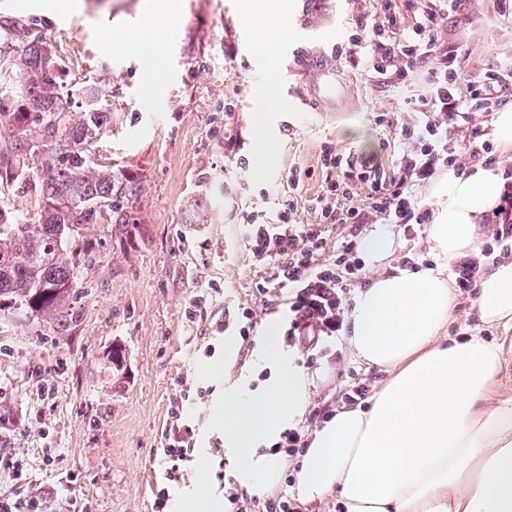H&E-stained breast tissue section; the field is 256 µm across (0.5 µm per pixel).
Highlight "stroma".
Here are the masks:
<instances>
[{"label": "stroma", "instance_id": "stroma-1", "mask_svg": "<svg viewBox=\"0 0 512 512\" xmlns=\"http://www.w3.org/2000/svg\"><path fill=\"white\" fill-rule=\"evenodd\" d=\"M178 3L163 18L145 0H80L74 12L41 14V34L64 62L61 82L102 74L99 91L112 105L103 152L128 167L142 192L134 224L106 237L65 321L0 319V500L19 512H155L159 493L177 488L163 450L181 378L193 390L184 414L198 447L210 451L203 474L231 483L232 466L215 446L223 435L209 428L225 378L197 373L205 361H223L224 338L186 310L215 288L217 307L261 310L262 271L251 262L243 214L272 217L291 199L300 222L314 223L309 201L321 189L322 145L351 157L381 152L390 133L375 116L407 112L425 90V69L403 80L375 79L365 50L351 44L360 28L381 23V0H287L276 21L288 34L272 59L241 21L243 0ZM157 26L166 31L164 73L149 99L146 60L106 47L101 32ZM439 49L454 58L463 82L512 65V0H474L469 11L448 17ZM308 50L333 58L348 81V107L323 112L297 96L301 75L291 62ZM271 67L277 79L270 85ZM265 91L278 103L268 115L276 158L260 175L252 126ZM292 166L308 173L294 191L286 180ZM377 228L394 240L389 266L407 256L439 264L428 225L411 236L392 224ZM472 332L501 348L495 395L512 398V328L485 324L472 300L459 299L444 334L458 341ZM115 346L125 353L118 373L107 359ZM303 367L313 376L315 407L339 408L349 384L375 391L388 378L339 338ZM45 381L52 396L41 391Z\"/></svg>", "mask_w": 512, "mask_h": 512}]
</instances>
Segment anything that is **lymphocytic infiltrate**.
I'll return each instance as SVG.
<instances>
[{
	"label": "lymphocytic infiltrate",
	"mask_w": 512,
	"mask_h": 512,
	"mask_svg": "<svg viewBox=\"0 0 512 512\" xmlns=\"http://www.w3.org/2000/svg\"><path fill=\"white\" fill-rule=\"evenodd\" d=\"M469 0H438L437 6L423 7L413 21H406L396 0H385L383 26L401 30L404 41L395 50L371 59L369 70L379 76L406 78L424 58L435 57L426 78V92L414 100L411 113L402 118L381 114L377 124L387 127L400 145L392 152L389 165H382L377 154L344 157L332 144L320 151L325 175L320 193L312 199L316 223L297 221L293 201H285L274 221L250 213L243 231L254 264L263 270L257 290L268 313L287 305V336L301 337L305 350L320 351L326 341L340 336L351 292L365 275L358 255L360 234L366 225L385 220L402 225L405 232L426 223L429 213L415 200L408 188L425 185L442 169L460 171L466 156L484 157L496 164L489 141L480 129L458 139L456 119H468L470 112L491 109V89L498 80L512 84V68L499 75L472 79L466 93H459V75L447 55L437 54L438 31L449 14L464 10ZM504 183L498 205L487 215L496 244L512 248V167L502 173ZM363 197L364 206L353 203ZM349 228L341 245L329 244L327 225ZM188 393H179L171 410L172 426L164 450L170 481L182 477L181 463L191 461L196 445L193 427L183 416Z\"/></svg>",
	"instance_id": "f902f5d3"
}]
</instances>
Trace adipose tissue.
<instances>
[{"mask_svg": "<svg viewBox=\"0 0 512 512\" xmlns=\"http://www.w3.org/2000/svg\"><path fill=\"white\" fill-rule=\"evenodd\" d=\"M148 63L146 88L163 73L165 36L154 30L129 40ZM497 170L448 172L434 186L439 200L430 242L442 259L421 273L382 268L393 242L376 232L361 242L371 280L344 326L351 352L389 377L370 409L343 408L314 429L293 475L300 502L336 495L343 512H512V400L495 401L501 351L473 334L446 343L457 312L448 266L479 253L489 234L483 215L498 203ZM481 320L512 323V258L495 260L475 300ZM280 319L268 318L248 366L224 380V401L211 415L240 490L270 496L285 471L268 445L297 426L310 406V375L297 351L280 342ZM223 491L198 478L176 490L169 512H222Z\"/></svg>", "mask_w": 512, "mask_h": 512, "instance_id": "adipose-tissue-1", "label": "adipose tissue"}]
</instances>
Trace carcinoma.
Here are the masks:
<instances>
[{
	"mask_svg": "<svg viewBox=\"0 0 512 512\" xmlns=\"http://www.w3.org/2000/svg\"><path fill=\"white\" fill-rule=\"evenodd\" d=\"M40 25L0 15V317L60 321L97 262L98 234L134 223L141 185L102 152L112 112L97 77L62 91Z\"/></svg>",
	"mask_w": 512,
	"mask_h": 512,
	"instance_id": "obj_1",
	"label": "carcinoma"
}]
</instances>
